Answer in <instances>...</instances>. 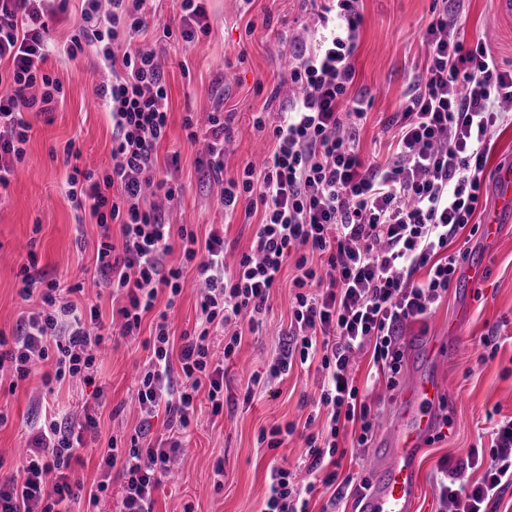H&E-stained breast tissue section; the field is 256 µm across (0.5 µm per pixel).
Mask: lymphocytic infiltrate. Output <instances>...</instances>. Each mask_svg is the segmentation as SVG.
Returning a JSON list of instances; mask_svg holds the SVG:
<instances>
[{"label":"lymphocytic infiltrate","instance_id":"obj_1","mask_svg":"<svg viewBox=\"0 0 512 512\" xmlns=\"http://www.w3.org/2000/svg\"><path fill=\"white\" fill-rule=\"evenodd\" d=\"M180 29L157 25L152 0H83L76 34L65 51L77 58L96 51L110 79L94 94L112 120V165L102 174L71 173L68 195L99 228L95 277L118 307L104 321L97 306L78 308L77 287L20 270V295L35 300L11 335L0 333V377L28 379L43 370L44 383L81 380L101 400L96 383L99 353L112 337L139 336L147 314H155L144 346L148 356L136 380L141 425L121 447L110 437L100 451L101 475L91 485L75 478L72 462L97 419L76 418L43 405L27 433V453L18 473L0 477V512H68L81 497L98 500L120 468L119 512H155L156 492L183 446L178 434L197 413L206 393L212 414L224 408V361L233 360L244 331H259L293 262V298L286 338L269 367L270 377L293 361L319 360L322 382L319 431L300 435L302 465L309 477L274 464L261 512H309L317 485L333 488V500L360 491L367 479L339 477L341 431L352 445L369 448L376 429L375 407L353 376L356 356L370 351L377 372L396 386L405 357L407 324L429 314L448 290L464 258L449 246L461 232L478 233L483 173L496 136L512 124V71L502 70L485 43L466 46L454 18L439 13L422 35L426 64L401 112L392 161L365 164L354 132L368 102L353 93L354 57L361 14L358 0H319L309 41L293 54V94L276 118L254 113L257 131L271 130L272 153L263 169L248 164L224 176V146L231 130L223 112L208 116L205 166L224 177L219 203L225 219L237 212L258 216L248 253L235 270L224 260V227L211 225L205 239L175 227L166 209L179 199L171 171L157 165L168 136V84L155 46L139 36L156 28L158 39L180 35L193 42L208 32L203 0H175ZM66 0H0V188H7L22 163L32 124L30 114L56 109L61 85L44 68L54 47L51 31L65 19ZM163 192L165 204L150 201ZM121 227L113 239L112 224ZM180 250L195 263L196 321L175 334L166 312L155 304L166 292L175 305L185 283L183 265L164 259ZM224 335V357L216 359L210 336ZM167 431L150 434L158 412ZM493 452L479 482L459 484V471L476 467L440 462L439 498L448 512H485L500 487L512 482V418L492 430Z\"/></svg>","mask_w":512,"mask_h":512}]
</instances>
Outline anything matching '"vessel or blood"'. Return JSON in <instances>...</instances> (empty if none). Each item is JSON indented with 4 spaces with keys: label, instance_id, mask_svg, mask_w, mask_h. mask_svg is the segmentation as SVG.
Segmentation results:
<instances>
[{
    "label": "vessel or blood",
    "instance_id": "b4317fda",
    "mask_svg": "<svg viewBox=\"0 0 512 512\" xmlns=\"http://www.w3.org/2000/svg\"><path fill=\"white\" fill-rule=\"evenodd\" d=\"M512 215V172L498 178L497 203L484 237L496 236L504 217ZM447 388L432 364L407 379L399 397V415L376 440L377 464L371 485L358 498L356 512H415L420 495L419 459L441 424Z\"/></svg>",
    "mask_w": 512,
    "mask_h": 512
}]
</instances>
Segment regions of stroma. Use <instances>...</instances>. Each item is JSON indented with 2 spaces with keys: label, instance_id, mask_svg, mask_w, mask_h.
Returning <instances> with one entry per match:
<instances>
[{
  "label": "stroma",
  "instance_id": "35a3bbf8",
  "mask_svg": "<svg viewBox=\"0 0 512 512\" xmlns=\"http://www.w3.org/2000/svg\"><path fill=\"white\" fill-rule=\"evenodd\" d=\"M82 0H68V20L55 25L57 50L45 68L61 83L64 101L56 112L31 115L32 131L18 178L0 199V331L11 332L26 303L19 294V272L29 259L37 271L63 285L82 283L78 299L98 304L103 318L112 316L108 290L93 279L98 235L95 225L84 228V244H75L76 210L67 195L66 178L73 168L104 170L111 165L112 127L104 107L97 104L93 68L95 53L86 50L76 59L63 53L74 32ZM456 15L467 41L483 37L502 68L512 69V20L500 17L497 0H362L363 25L355 56L357 93L370 105L357 132V151L366 160H383L389 153L390 121L425 65L421 34L434 11ZM209 34L164 55L169 85L168 139L160 159L178 153L175 180L180 198L169 211L173 224L192 225L205 237L210 225L225 224L227 263H235L251 244L254 223L237 215L225 221L218 199L221 185L207 175L198 146L187 142L185 117L207 127L208 114L222 108L231 118L232 140L224 151V175L231 178L247 163L261 164L273 147L253 129L256 112L275 113L292 93L288 57L292 51L282 35L302 33L313 15L302 0H208ZM74 145L80 156L67 164L64 150ZM512 166V125L502 127L492 150L481 188L478 222H486L494 205L497 179ZM452 250L486 262L483 279L471 289L450 288L432 316L408 327L405 369L423 364L430 339L445 335L448 320L460 303L470 307L457 329L452 355L438 373L452 397L444 411L452 429L429 441L420 458L421 494L418 512H442L436 475L441 460L467 458L471 449L491 450L492 424L488 412L512 417V220H505L498 236L486 239L457 237ZM293 264L283 271L284 286L271 298L269 320L263 330L246 334L237 358L224 367V414L212 417L207 397H200L194 425L172 465V479L157 495L156 512H260L267 492V472L273 459L296 465L302 451L299 436L286 447L261 448L258 435L274 424L304 427L315 407L321 375L293 365L288 373L267 378L269 363L278 351L291 315L289 281ZM148 355L142 340L113 337L99 364L96 381L105 390L98 413L101 438L131 435L141 415L133 394L134 367ZM91 387L67 382L47 389L40 375L17 388L0 383V475L17 471L25 433L35 421L42 401L48 400L82 414L91 400ZM223 476H216V466Z\"/></svg>",
  "mask_w": 512,
  "mask_h": 512
}]
</instances>
